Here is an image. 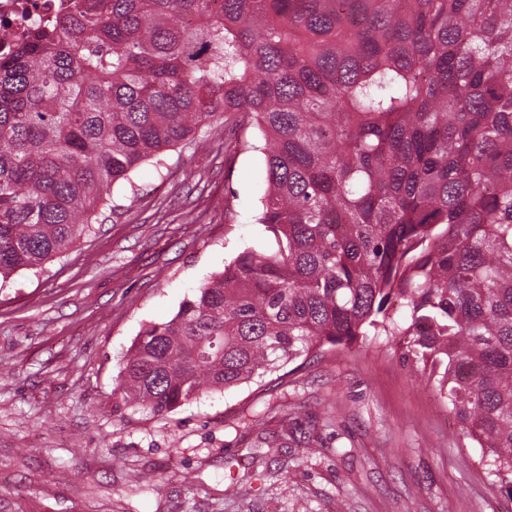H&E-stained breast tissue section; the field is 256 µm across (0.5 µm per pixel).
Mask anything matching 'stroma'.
<instances>
[{
	"label": "stroma",
	"mask_w": 512,
	"mask_h": 512,
	"mask_svg": "<svg viewBox=\"0 0 512 512\" xmlns=\"http://www.w3.org/2000/svg\"><path fill=\"white\" fill-rule=\"evenodd\" d=\"M223 124L143 164L79 242L0 284V512H512L420 366L368 335L164 416L116 409L141 330L272 236ZM151 471L156 486L131 473Z\"/></svg>",
	"instance_id": "stroma-1"
}]
</instances>
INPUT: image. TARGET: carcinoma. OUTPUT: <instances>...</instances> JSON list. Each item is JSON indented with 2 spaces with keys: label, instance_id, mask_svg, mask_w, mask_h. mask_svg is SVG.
Wrapping results in <instances>:
<instances>
[{
  "label": "carcinoma",
  "instance_id": "cac0c4a2",
  "mask_svg": "<svg viewBox=\"0 0 512 512\" xmlns=\"http://www.w3.org/2000/svg\"><path fill=\"white\" fill-rule=\"evenodd\" d=\"M226 114L273 245L139 333L120 403L165 415L373 329L512 487V0H70L0 59V280Z\"/></svg>",
  "mask_w": 512,
  "mask_h": 512
}]
</instances>
